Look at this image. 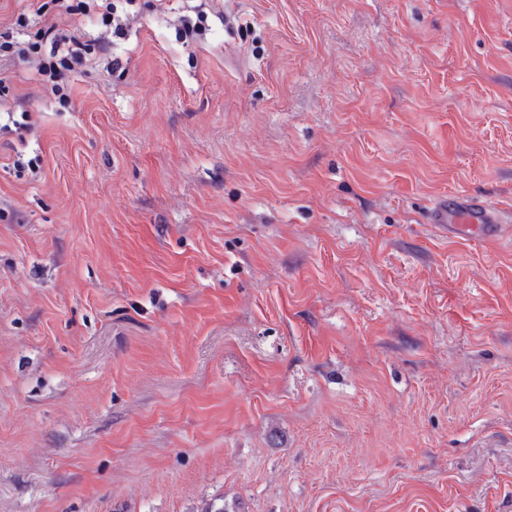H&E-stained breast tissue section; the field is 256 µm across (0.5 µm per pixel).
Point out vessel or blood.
Instances as JSON below:
<instances>
[{"instance_id": "1", "label": "vessel or blood", "mask_w": 512, "mask_h": 512, "mask_svg": "<svg viewBox=\"0 0 512 512\" xmlns=\"http://www.w3.org/2000/svg\"><path fill=\"white\" fill-rule=\"evenodd\" d=\"M430 216L432 223L446 226L452 235L462 229L482 237L496 234L497 219L493 209L475 197L448 196L432 209Z\"/></svg>"}]
</instances>
